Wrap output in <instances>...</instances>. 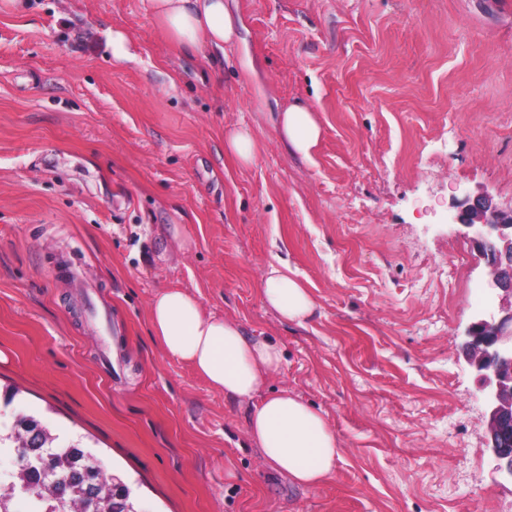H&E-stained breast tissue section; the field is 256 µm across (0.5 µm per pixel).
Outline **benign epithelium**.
I'll return each instance as SVG.
<instances>
[{
    "label": "benign epithelium",
    "instance_id": "1",
    "mask_svg": "<svg viewBox=\"0 0 512 512\" xmlns=\"http://www.w3.org/2000/svg\"><path fill=\"white\" fill-rule=\"evenodd\" d=\"M456 221L475 230L488 263L487 284L501 291L498 311L479 315L465 349L490 409L487 431L498 470L512 477V209L501 210L486 197L467 198Z\"/></svg>",
    "mask_w": 512,
    "mask_h": 512
}]
</instances>
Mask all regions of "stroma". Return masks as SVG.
<instances>
[{"label": "stroma", "mask_w": 512, "mask_h": 512, "mask_svg": "<svg viewBox=\"0 0 512 512\" xmlns=\"http://www.w3.org/2000/svg\"><path fill=\"white\" fill-rule=\"evenodd\" d=\"M228 3L215 70L142 0H0V426L81 440L140 512H512L464 351L487 261L453 222L468 195L512 207V0ZM293 104L322 126L307 159L273 129ZM238 124L247 167L224 156ZM276 255L308 328L260 299ZM167 287L280 344L268 387L326 415L332 480L271 471L247 406L160 354ZM224 154L239 166L251 165L260 150V143L253 130L246 125H236L224 131Z\"/></svg>", "instance_id": "1"}]
</instances>
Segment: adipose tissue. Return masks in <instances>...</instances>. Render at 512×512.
I'll list each match as a JSON object with an SVG mask.
<instances>
[{"label":"adipose tissue","mask_w":512,"mask_h":512,"mask_svg":"<svg viewBox=\"0 0 512 512\" xmlns=\"http://www.w3.org/2000/svg\"><path fill=\"white\" fill-rule=\"evenodd\" d=\"M146 11L180 54L208 51L223 61L238 38L237 21L224 0H143ZM275 131L288 152L310 157L321 128L314 111L292 105L277 118ZM263 304L279 320L300 328L314 318L317 304L292 266L267 263L260 281ZM152 338L166 358L189 364L211 389L247 403L250 442L264 462L297 486L312 488L334 477L343 445L325 415L288 389L265 393L278 374L283 351L268 337L248 335L232 318L205 312L181 288L156 293L149 309Z\"/></svg>","instance_id":"ef3b65f1"}]
</instances>
